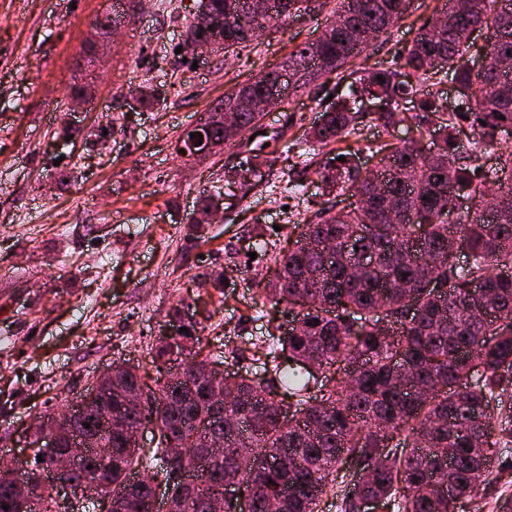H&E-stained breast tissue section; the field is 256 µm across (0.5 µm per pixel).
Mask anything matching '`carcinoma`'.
I'll list each match as a JSON object with an SVG mask.
<instances>
[{
	"label": "carcinoma",
	"mask_w": 512,
	"mask_h": 512,
	"mask_svg": "<svg viewBox=\"0 0 512 512\" xmlns=\"http://www.w3.org/2000/svg\"><path fill=\"white\" fill-rule=\"evenodd\" d=\"M306 2L267 0L253 13L247 0H208L205 17L196 11L185 19L182 48L195 55L211 28L224 47H246ZM404 9L405 0H341L324 38L289 57L292 88L343 69ZM441 14L413 37L401 64L354 79L349 95L308 131L317 147L358 134L353 105L365 96L384 104L375 121L388 129L408 120L434 137L435 150L385 143L373 153L371 177L349 152L316 171L322 194L349 191L356 201L336 212L321 208L298 225L294 246L274 258V276L255 282L272 329L251 354L267 376L226 369L222 378L195 379L204 365L243 353L204 350L196 324L180 338H157L152 363L166 369L164 381L152 388L139 367L121 364L95 411L75 422L102 434L98 416L110 411L150 426L155 444L130 447L124 432L112 431V455L89 448L66 476L73 500L86 479L97 478L115 495V512H145L151 491L130 474L154 464L177 512H211L228 475L238 477L252 512H322L331 494L346 512H360L369 498L397 512H456L460 501L504 478L493 457L512 444V149H499L492 165L486 154L512 129V93L498 91L512 85V0H444ZM488 22L487 46L471 51L470 33ZM481 54L489 63L473 80L470 62ZM447 78L459 93L451 112L435 90ZM278 81L276 67L224 94L218 107L236 114L237 134L263 117L246 98L265 94L271 108L284 101ZM405 101L414 109L406 118ZM211 118L206 113L202 123L205 138L227 140ZM465 127L474 135L461 151ZM348 239L358 249L343 251ZM461 243L469 252L464 265L456 263ZM364 257L371 264L351 274ZM292 320L300 323L296 332L287 329ZM133 390L145 397L141 412L126 405ZM258 406L263 418L254 427ZM37 442L32 435L26 488L0 485V512H85L86 501L70 510L39 492L42 476L71 448L69 433L53 447ZM172 442L185 455L169 459Z\"/></svg>",
	"instance_id": "obj_1"
}]
</instances>
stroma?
Wrapping results in <instances>:
<instances>
[{
    "label": "stroma",
    "instance_id": "obj_1",
    "mask_svg": "<svg viewBox=\"0 0 512 512\" xmlns=\"http://www.w3.org/2000/svg\"><path fill=\"white\" fill-rule=\"evenodd\" d=\"M130 14L112 42V59L91 84L87 111L63 109L82 82V49L102 41L94 26L109 0H0V459L25 460L27 436L43 415L77 401L113 365L138 364L147 385L157 372L151 345L179 302L202 312L204 342L246 347L264 335L256 317V278L269 258H250L264 232L270 251L287 250L296 227L323 205L316 175L299 167L303 132L348 79L325 74L267 112L258 135L207 157L185 158L178 138L230 89L315 39L333 21L336 0H311L245 48L183 61L176 49L198 0H125ZM442 6L406 0L405 13L355 60L360 71L394 64L397 54ZM163 85L141 105L130 81ZM363 147L354 163L373 165L383 142L416 138L410 124L376 125L378 101L358 104ZM254 185L234 171L254 144ZM72 171L60 181L58 169ZM293 173L301 195L281 187ZM223 196L222 217L195 226L202 197ZM226 274L224 291L211 280Z\"/></svg>",
    "mask_w": 512,
    "mask_h": 512
}]
</instances>
